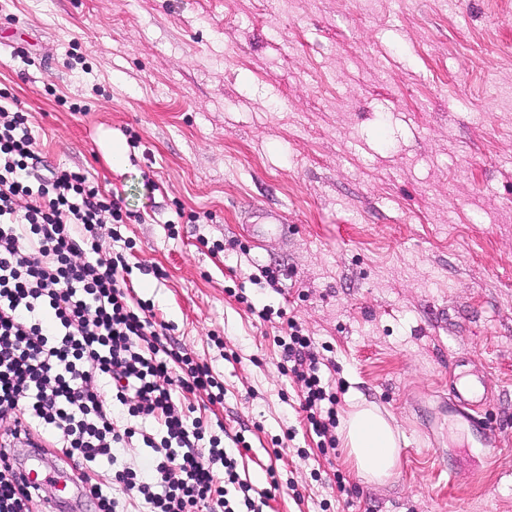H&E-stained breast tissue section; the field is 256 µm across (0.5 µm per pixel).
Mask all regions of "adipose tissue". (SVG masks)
Returning a JSON list of instances; mask_svg holds the SVG:
<instances>
[{"label":"adipose tissue","instance_id":"obj_1","mask_svg":"<svg viewBox=\"0 0 512 512\" xmlns=\"http://www.w3.org/2000/svg\"><path fill=\"white\" fill-rule=\"evenodd\" d=\"M343 437L358 478L383 481L394 476L400 453L398 432L376 407L352 397Z\"/></svg>","mask_w":512,"mask_h":512}]
</instances>
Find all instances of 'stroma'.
Segmentation results:
<instances>
[{
	"mask_svg": "<svg viewBox=\"0 0 512 512\" xmlns=\"http://www.w3.org/2000/svg\"><path fill=\"white\" fill-rule=\"evenodd\" d=\"M0 93L35 175L89 172L134 214V292L221 381L184 403L244 433L267 512H512V0H0ZM255 206L287 234L255 243ZM290 318L338 412L355 391L402 433L395 479L319 448ZM459 358L487 373L493 447L448 416Z\"/></svg>",
	"mask_w": 512,
	"mask_h": 512,
	"instance_id": "1",
	"label": "stroma"
}]
</instances>
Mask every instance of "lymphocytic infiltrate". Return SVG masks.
Instances as JSON below:
<instances>
[{
	"label": "lymphocytic infiltrate",
	"mask_w": 512,
	"mask_h": 512,
	"mask_svg": "<svg viewBox=\"0 0 512 512\" xmlns=\"http://www.w3.org/2000/svg\"><path fill=\"white\" fill-rule=\"evenodd\" d=\"M27 113L0 102V419L72 460L99 512H265L270 492L242 479L247 443L206 437L177 395L210 392L208 365L168 349L164 324L136 302L122 253L100 230L133 215L68 169L34 178ZM281 347L310 432L335 445L338 396L310 336L288 321ZM155 422L152 433L135 419ZM140 461L125 458L132 445Z\"/></svg>",
	"instance_id": "obj_1"
}]
</instances>
